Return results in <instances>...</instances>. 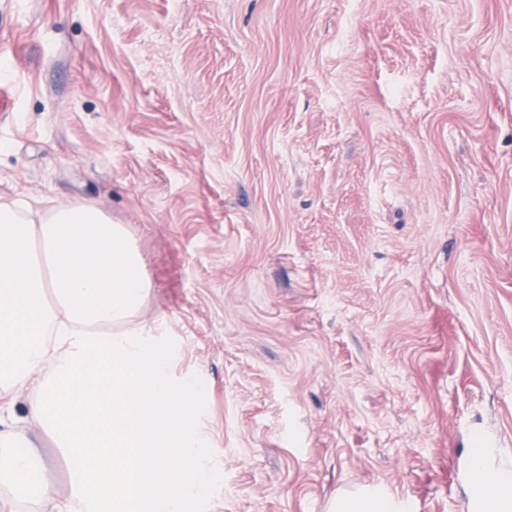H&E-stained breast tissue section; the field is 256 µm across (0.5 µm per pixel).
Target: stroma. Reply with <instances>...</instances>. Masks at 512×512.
<instances>
[{"mask_svg": "<svg viewBox=\"0 0 512 512\" xmlns=\"http://www.w3.org/2000/svg\"><path fill=\"white\" fill-rule=\"evenodd\" d=\"M1 85L0 202L127 225L207 386L186 512H471L512 458V0H0ZM330 511L334 512H398L400 505L386 493H377L360 498H338L333 500Z\"/></svg>", "mask_w": 512, "mask_h": 512, "instance_id": "35a3bbf8", "label": "stroma"}]
</instances>
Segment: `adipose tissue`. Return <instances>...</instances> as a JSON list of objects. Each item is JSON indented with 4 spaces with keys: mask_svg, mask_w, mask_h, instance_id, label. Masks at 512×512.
I'll return each instance as SVG.
<instances>
[{
    "mask_svg": "<svg viewBox=\"0 0 512 512\" xmlns=\"http://www.w3.org/2000/svg\"><path fill=\"white\" fill-rule=\"evenodd\" d=\"M151 288L136 241L96 207L40 214L0 203V401L25 398L82 512H184L219 478L189 420L203 382L173 381L166 351L132 323ZM179 466L190 479L162 483ZM0 484L40 512L67 510L52 465L10 424L0 429Z\"/></svg>",
    "mask_w": 512,
    "mask_h": 512,
    "instance_id": "ef3b65f1",
    "label": "adipose tissue"
}]
</instances>
